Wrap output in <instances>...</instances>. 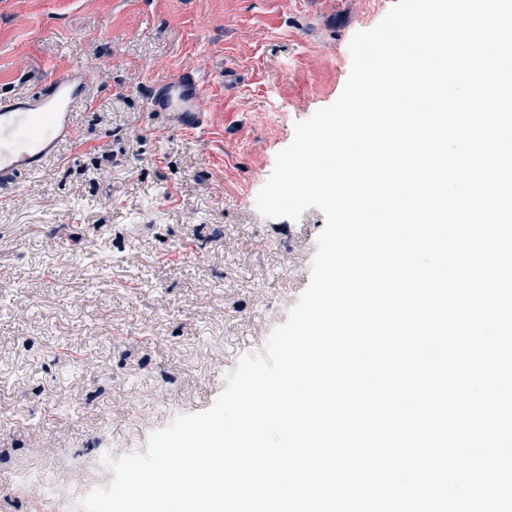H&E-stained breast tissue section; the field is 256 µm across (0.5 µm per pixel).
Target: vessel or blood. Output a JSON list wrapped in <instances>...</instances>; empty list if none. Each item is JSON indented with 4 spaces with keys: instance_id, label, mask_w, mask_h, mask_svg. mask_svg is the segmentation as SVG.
<instances>
[{
    "instance_id": "b4317fda",
    "label": "vessel or blood",
    "mask_w": 512,
    "mask_h": 512,
    "mask_svg": "<svg viewBox=\"0 0 512 512\" xmlns=\"http://www.w3.org/2000/svg\"><path fill=\"white\" fill-rule=\"evenodd\" d=\"M97 71L86 67L71 70L49 81L39 92L0 98V183L43 168L60 147L76 141L74 108L86 97ZM202 95L191 79L169 81L152 105L176 122L201 126Z\"/></svg>"
}]
</instances>
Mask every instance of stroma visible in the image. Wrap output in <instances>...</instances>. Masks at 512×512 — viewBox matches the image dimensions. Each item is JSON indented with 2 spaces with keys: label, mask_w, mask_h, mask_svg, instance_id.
Listing matches in <instances>:
<instances>
[{
  "label": "stroma",
  "mask_w": 512,
  "mask_h": 512,
  "mask_svg": "<svg viewBox=\"0 0 512 512\" xmlns=\"http://www.w3.org/2000/svg\"><path fill=\"white\" fill-rule=\"evenodd\" d=\"M393 2L0 0V97L106 70L78 142L0 187V512H81L107 444L145 452L159 400L208 409L286 322L326 220L263 217L257 194ZM180 75L200 128L151 105Z\"/></svg>",
  "instance_id": "obj_1"
}]
</instances>
